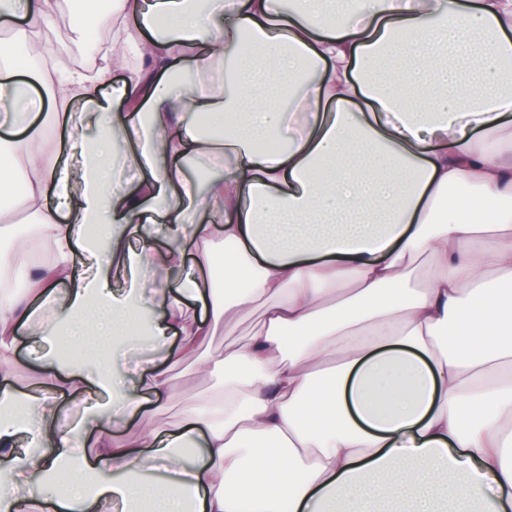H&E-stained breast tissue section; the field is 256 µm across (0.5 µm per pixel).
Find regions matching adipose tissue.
<instances>
[{
	"label": "adipose tissue",
	"mask_w": 512,
	"mask_h": 512,
	"mask_svg": "<svg viewBox=\"0 0 512 512\" xmlns=\"http://www.w3.org/2000/svg\"><path fill=\"white\" fill-rule=\"evenodd\" d=\"M58 5L0 0L15 35L0 42L14 111L0 152L26 166L19 205L50 253L24 294L7 289L19 255L0 256V512H437L450 476L454 512H512V378L493 374L512 367V0H114L112 63L90 80L17 63L23 45L53 53L41 37ZM130 45L138 63L101 100ZM188 70L206 88H185ZM52 125L73 162L50 151ZM186 158L229 167L201 187ZM129 166L134 193L111 185ZM216 235L233 252L220 289L205 277ZM189 253L196 274L172 283ZM423 254L434 272L416 284ZM257 307L245 344L200 355ZM22 327L84 346L113 335L117 350L46 356L55 381L33 389L12 381ZM175 328L161 363L128 367L138 336L166 346ZM190 356L223 393L142 421ZM68 383L100 398L63 427ZM152 469L163 481L138 484Z\"/></svg>",
	"instance_id": "obj_1"
}]
</instances>
